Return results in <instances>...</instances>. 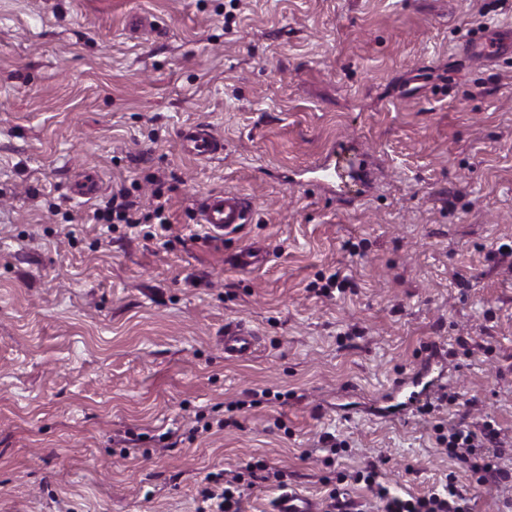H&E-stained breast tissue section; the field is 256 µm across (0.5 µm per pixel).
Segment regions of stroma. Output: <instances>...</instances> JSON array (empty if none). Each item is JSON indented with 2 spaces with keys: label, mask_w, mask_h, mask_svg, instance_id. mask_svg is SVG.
<instances>
[{
  "label": "stroma",
  "mask_w": 512,
  "mask_h": 512,
  "mask_svg": "<svg viewBox=\"0 0 512 512\" xmlns=\"http://www.w3.org/2000/svg\"><path fill=\"white\" fill-rule=\"evenodd\" d=\"M505 27L512 0H0V512H198L219 471L240 512H380L371 464L512 512L446 443L489 417L512 440V57L459 53ZM154 175L166 226L94 220ZM222 190L254 220L215 236L195 203ZM234 324L252 354L225 356ZM431 344L426 409L379 417ZM189 150L199 157H211L224 150V145L213 140L204 128H196L186 135ZM274 512H317V509L311 499L288 489L278 497Z\"/></svg>",
  "instance_id": "stroma-1"
}]
</instances>
